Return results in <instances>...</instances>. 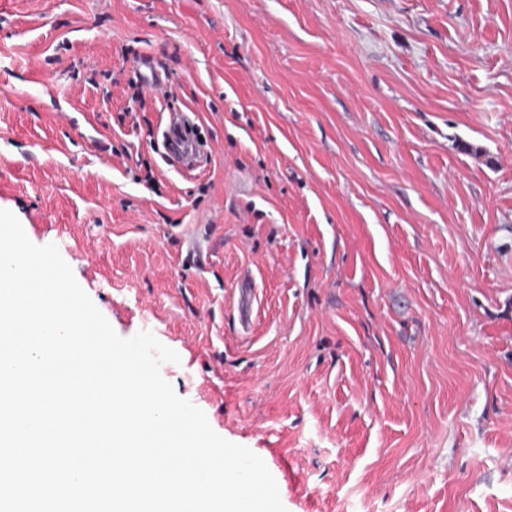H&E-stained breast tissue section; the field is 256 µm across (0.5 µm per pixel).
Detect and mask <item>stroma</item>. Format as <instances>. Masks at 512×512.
Segmentation results:
<instances>
[{"mask_svg": "<svg viewBox=\"0 0 512 512\" xmlns=\"http://www.w3.org/2000/svg\"><path fill=\"white\" fill-rule=\"evenodd\" d=\"M0 209L287 512H512V0H0ZM189 115L188 113H169V120L163 130V138L168 147L170 154L177 160L180 169L191 171L194 169L195 164V150L194 144L188 141L177 140L171 132L174 125H195V115Z\"/></svg>", "mask_w": 512, "mask_h": 512, "instance_id": "obj_1", "label": "stroma"}]
</instances>
